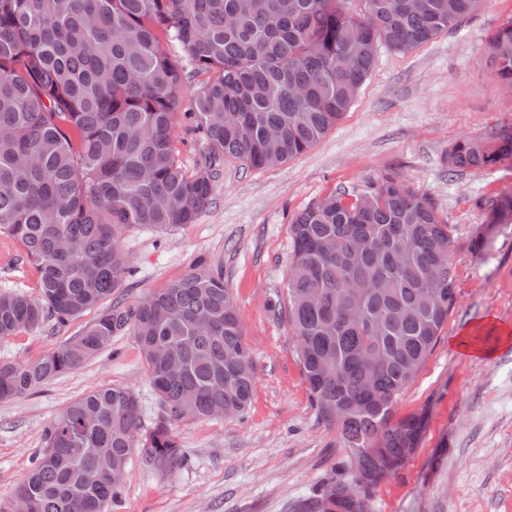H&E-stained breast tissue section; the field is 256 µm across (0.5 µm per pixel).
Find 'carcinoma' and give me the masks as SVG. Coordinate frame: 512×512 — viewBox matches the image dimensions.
Instances as JSON below:
<instances>
[{
    "mask_svg": "<svg viewBox=\"0 0 512 512\" xmlns=\"http://www.w3.org/2000/svg\"><path fill=\"white\" fill-rule=\"evenodd\" d=\"M480 0H0V234L35 265L40 296L0 291V338L53 319L64 327L122 287L118 240L192 224L211 173L188 171L172 136L190 67L208 75L193 118L210 161L279 166L343 118L369 77L374 45L406 54L455 29ZM496 75L512 86V18L493 34ZM512 158V137L463 138L448 173ZM486 224L512 221V196L484 198ZM292 261L278 303L311 401L336 425L353 478L375 451L403 465L425 416L394 418L448 321L455 267L435 203L386 175L333 192L289 223ZM441 306L427 311L422 297ZM358 308L363 321L349 311ZM131 328L163 415L143 428L139 395L96 388L44 430L14 493L22 512H109L133 456L165 477L187 464L173 423L244 415L255 367L224 275L195 269L134 308L107 309L34 361L0 363V400L80 368ZM377 348L379 364L365 360ZM316 491L308 512H365Z\"/></svg>",
    "mask_w": 512,
    "mask_h": 512,
    "instance_id": "1",
    "label": "carcinoma"
}]
</instances>
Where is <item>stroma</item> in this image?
Returning <instances> with one entry per match:
<instances>
[{
    "instance_id": "obj_1",
    "label": "stroma",
    "mask_w": 512,
    "mask_h": 512,
    "mask_svg": "<svg viewBox=\"0 0 512 512\" xmlns=\"http://www.w3.org/2000/svg\"><path fill=\"white\" fill-rule=\"evenodd\" d=\"M512 18V0H482L454 30L410 53L379 47L377 63L349 111L306 153L274 168L225 159L195 223L169 233L133 228L119 239L130 275L111 298L129 309L185 277L196 264L222 272L256 374L245 417L185 419L174 432L188 463L161 477L131 459L121 499L110 512H306L316 488L352 483L334 425L312 405L296 341L273 307L291 262L294 212L335 190L362 191L391 174L431 198L450 227L456 300L432 353L395 405L397 417L421 414L425 429L395 474L361 490L367 512H512V340L489 359L451 348L449 337H512V223L498 225L484 249L467 245L486 220L480 197L512 195V161L449 175L446 155L460 138L512 136V91L495 74L489 51ZM206 80L187 74L173 139L187 169L207 167L202 132L184 117ZM0 291L38 296V274L22 246L0 236ZM0 338V363L33 361L56 350L83 324ZM132 387L142 421L160 413L131 331L83 367L0 401V507L43 445V431L74 400L97 387Z\"/></svg>"
}]
</instances>
